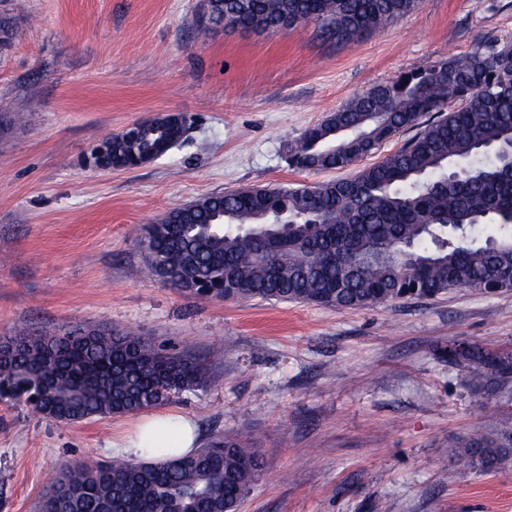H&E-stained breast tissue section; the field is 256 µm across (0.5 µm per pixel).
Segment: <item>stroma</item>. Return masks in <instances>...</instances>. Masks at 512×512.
<instances>
[{"label": "stroma", "mask_w": 512, "mask_h": 512, "mask_svg": "<svg viewBox=\"0 0 512 512\" xmlns=\"http://www.w3.org/2000/svg\"><path fill=\"white\" fill-rule=\"evenodd\" d=\"M203 0H0L17 29L0 49V336L16 326L133 325L189 348L209 376L167 410L201 444L250 436L263 474L239 512H512V459L454 469L452 442L512 431V379L471 381L452 347L512 355V293L454 290L336 311L205 299L145 273L141 228L201 196L313 185L301 134L374 85L490 38L512 40V0H423L384 30L339 42L308 23L200 33ZM184 141L133 170L86 158L104 133L162 113ZM137 418L59 425L0 401V512H37L45 473L112 461ZM451 479H442L444 470Z\"/></svg>", "instance_id": "1"}]
</instances>
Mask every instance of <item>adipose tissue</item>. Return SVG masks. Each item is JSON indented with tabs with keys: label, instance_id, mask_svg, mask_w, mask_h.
<instances>
[{
	"label": "adipose tissue",
	"instance_id": "adipose-tissue-1",
	"mask_svg": "<svg viewBox=\"0 0 512 512\" xmlns=\"http://www.w3.org/2000/svg\"><path fill=\"white\" fill-rule=\"evenodd\" d=\"M199 446L193 422L180 414L159 412L135 424L124 438L121 452L153 462L167 460L171 451L185 455Z\"/></svg>",
	"mask_w": 512,
	"mask_h": 512
}]
</instances>
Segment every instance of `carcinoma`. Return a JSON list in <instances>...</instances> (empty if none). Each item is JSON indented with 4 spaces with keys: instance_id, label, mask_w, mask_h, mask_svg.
Returning a JSON list of instances; mask_svg holds the SVG:
<instances>
[{
    "instance_id": "carcinoma-1",
    "label": "carcinoma",
    "mask_w": 512,
    "mask_h": 512,
    "mask_svg": "<svg viewBox=\"0 0 512 512\" xmlns=\"http://www.w3.org/2000/svg\"><path fill=\"white\" fill-rule=\"evenodd\" d=\"M422 0H207L203 30L275 32L314 23L338 41L378 32ZM436 117L407 143L357 163L402 130ZM181 117L162 115L108 134L114 169L162 157L181 140ZM300 171L353 169L314 186L243 187L169 210L138 239L156 279L210 299L313 303L336 310L453 290L512 292V42L490 40L416 67L355 96L289 150ZM288 224H278L279 214ZM0 399L58 424L131 414L203 388L206 369L166 352L137 328L69 327L0 338ZM505 380L512 355L450 349ZM461 470L512 456V432L458 440ZM259 450L240 433L160 465L87 460L53 472L41 512H234L261 475Z\"/></svg>"
}]
</instances>
